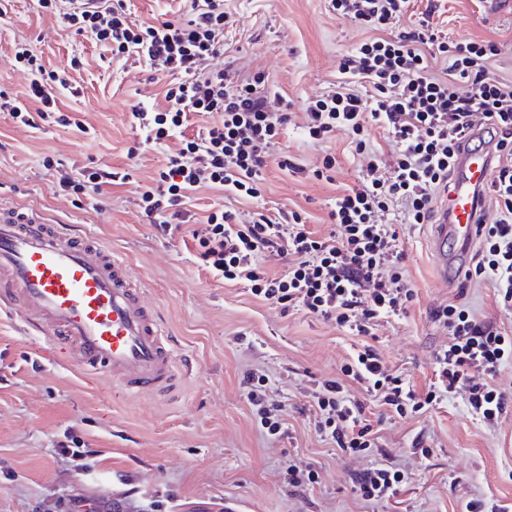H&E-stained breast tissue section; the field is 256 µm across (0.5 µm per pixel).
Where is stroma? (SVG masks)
I'll list each match as a JSON object with an SVG mask.
<instances>
[{
	"label": "stroma",
	"mask_w": 512,
	"mask_h": 512,
	"mask_svg": "<svg viewBox=\"0 0 512 512\" xmlns=\"http://www.w3.org/2000/svg\"><path fill=\"white\" fill-rule=\"evenodd\" d=\"M224 2L235 23L216 65L265 74L267 89L290 101L294 114L279 148L297 170L267 167L261 202L303 209L311 230L328 234L336 185H355L368 158L341 132L310 142L303 109L308 98L335 87L344 56L365 33L336 17L329 0ZM480 2L418 0L402 24L431 11L449 41L494 42L495 71L510 80L512 0H502L494 14ZM0 5L7 9L0 18V90L27 99L30 77L10 64L15 43L29 42L49 70L75 55L83 61L73 75L79 94L57 96L78 128L32 129L0 114V204L90 229L126 257L186 372L172 397L128 396L106 380L81 378L70 355L0 314V512H65L71 495L122 499L133 512H465L472 499L512 505V364L495 378L507 406L494 427L475 420L459 396L420 415L383 418L381 445L408 480L390 500L362 499L356 478L377 457L350 456L322 440L306 396L310 380L340 377L361 337L213 278L184 247L190 225L163 236L147 224L138 190L151 185L164 149L141 146L131 112L136 104L163 105L166 78L108 62L100 45L41 12L35 0ZM327 152L336 157L332 186L303 174ZM96 165L131 178L105 187L94 206L56 191L61 175ZM428 233L425 224L403 225V273L416 298L405 317L383 324L371 341L420 390L433 376L435 349L448 341L432 316L439 305L462 302L477 319L512 328V310L500 305L489 282H442ZM252 373L266 375L268 394L283 404V433L268 434L258 423L247 399ZM69 436L92 456L59 454ZM419 442L431 448L430 457L416 453ZM291 463L311 466L318 482L288 486L284 471Z\"/></svg>",
	"instance_id": "obj_1"
}]
</instances>
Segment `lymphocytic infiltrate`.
<instances>
[{"label":"lymphocytic infiltrate","instance_id":"obj_1","mask_svg":"<svg viewBox=\"0 0 512 512\" xmlns=\"http://www.w3.org/2000/svg\"><path fill=\"white\" fill-rule=\"evenodd\" d=\"M38 4L65 27L105 47L112 60L173 76L163 111L137 106L132 112L144 142L179 139L178 148L165 155L154 186L139 194L141 213L157 230L166 233L173 225L190 223L193 213L186 203L200 187L257 199L269 163L288 167L287 156L277 155L276 147L291 114L276 107L264 76L213 64L224 53L229 26L224 0H190L186 16L142 23L129 21L122 0H97L89 7L83 0ZM411 4L331 0L337 16L355 22L367 37L344 57V81L308 102L305 130L315 143L346 132L356 150L370 153L358 185L344 189L330 205L336 233L317 237L294 210L261 209L246 224L231 211L211 212L192 239L214 278L246 284L261 300L334 322L356 336L371 335L384 320L406 316L415 291L403 278L406 254L389 217L399 206L406 223H431L459 152L476 129L484 128L494 158L482 193L493 199L498 217L495 223L478 224V249L465 276L489 281L502 306L512 307V79L493 71L492 42L448 44L438 24L427 19L393 32ZM432 49L444 54L447 77L429 73ZM12 63L31 76L30 101L0 93V112L30 128L49 120L70 126V117L55 110L54 92L77 94L70 72L78 59H71L67 69L48 71L34 49L21 43ZM462 83L469 85L468 93L459 92ZM194 114L214 120L188 138L184 130ZM373 126L397 143L395 155L370 152ZM126 180L124 173L97 168L77 179L62 177L57 187L92 201L103 186ZM268 252L282 256V272H268L262 261ZM434 318L447 330L448 342L433 354L435 378L426 394L418 395L410 379L396 374L372 346H364L342 366L341 378L312 383L309 397L321 436L351 455L378 451L365 406L348 389L352 383L401 418L460 393L475 419L497 424L507 397L495 378L512 363V333L478 320L458 304L439 306ZM406 479L405 472L379 464L359 476L358 490L363 499L378 502L393 496Z\"/></svg>","mask_w":512,"mask_h":512}]
</instances>
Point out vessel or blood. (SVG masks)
<instances>
[{
  "mask_svg": "<svg viewBox=\"0 0 512 512\" xmlns=\"http://www.w3.org/2000/svg\"><path fill=\"white\" fill-rule=\"evenodd\" d=\"M490 159L484 148L460 155L453 189L434 213L429 244L444 282L465 269L475 194L489 178ZM143 294L128 260L90 231L0 206V311L16 313L25 330L73 352L83 377L106 375L133 395L170 390L177 360Z\"/></svg>",
  "mask_w": 512,
  "mask_h": 512,
  "instance_id": "vessel-or-blood-1",
  "label": "vessel or blood"
}]
</instances>
